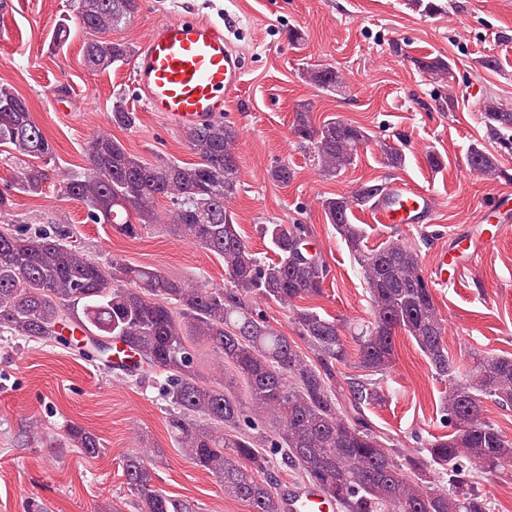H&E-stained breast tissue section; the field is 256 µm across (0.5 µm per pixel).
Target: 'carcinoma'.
Here are the masks:
<instances>
[{"label": "carcinoma", "mask_w": 512, "mask_h": 512, "mask_svg": "<svg viewBox=\"0 0 512 512\" xmlns=\"http://www.w3.org/2000/svg\"><path fill=\"white\" fill-rule=\"evenodd\" d=\"M140 8L141 0H79L80 23L89 34L83 43L88 67L105 71L131 57V44L110 34ZM413 64L437 79L450 75V63L441 57L415 58ZM304 76L325 92L343 88L331 66L308 68ZM481 119L492 138L505 144L512 139V110L488 99ZM111 122L128 129L136 116L119 99ZM292 132L329 177L353 166L371 141L365 128L338 117L315 124L306 103L294 111ZM183 136L197 156L193 163H154L112 135L98 134L88 142L87 166L69 172L62 191L85 205L88 221L111 224L127 237L145 224L168 220L165 227L173 234L223 259L227 286L210 288L150 266L104 263L55 226L1 224L0 333L65 344L75 339L128 379L151 371L163 375L175 444L250 512H292L267 470L264 448L299 471L339 512H485L474 482L457 464L466 458L487 473L512 469V440L484 416L487 400L512 406V356L478 358L473 370L461 374L448 354L446 326L417 246L393 237L373 249L364 244L366 230L352 217L386 197L389 182H366L323 197L320 205L361 269L371 301L372 319L356 337L357 368L373 374L391 368L396 334L403 332L435 378L448 384L440 413L452 432L414 455L390 447L365 418V406L385 400L381 387L339 371L349 357L343 325L297 305L321 295L330 273L324 255L310 247L308 226L261 225L276 258L258 257L227 208L240 188L237 131L220 120L186 127ZM2 147L15 159L26 158L13 182L0 189L5 218L14 192L42 193L54 147L26 99L0 84ZM379 147L386 165H404L398 147ZM467 164L482 176H506L479 143L471 145ZM162 199L170 202L163 214L157 210ZM261 300L292 309L297 338L269 324L256 308ZM62 325L80 330L81 337L61 335ZM204 356L231 378H204ZM65 442L87 457L101 453L99 438L79 425L66 429ZM154 456L145 450L123 460L137 512H196L195 505L156 487Z\"/></svg>", "instance_id": "carcinoma-1"}]
</instances>
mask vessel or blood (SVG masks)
<instances>
[{
  "instance_id": "obj_1",
  "label": "vessel or blood",
  "mask_w": 512,
  "mask_h": 512,
  "mask_svg": "<svg viewBox=\"0 0 512 512\" xmlns=\"http://www.w3.org/2000/svg\"><path fill=\"white\" fill-rule=\"evenodd\" d=\"M243 57L220 25L203 19L176 17L148 29L132 68L134 86L148 111L159 113L175 127L223 118L241 86ZM494 209V230L472 233L438 254L436 277L446 281L451 270L472 265L493 247L512 223V190L500 192ZM382 224H428L434 206L426 191L397 182L374 208Z\"/></svg>"
}]
</instances>
